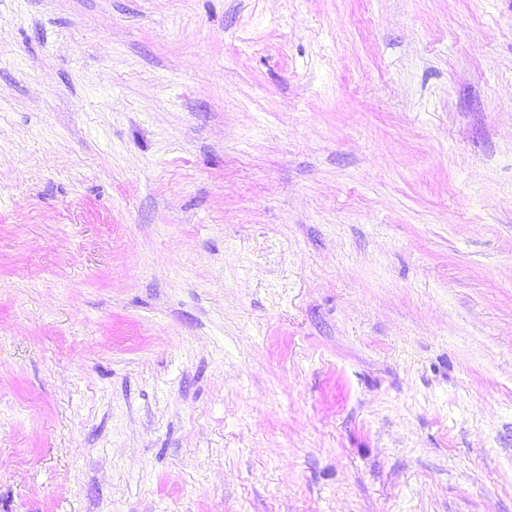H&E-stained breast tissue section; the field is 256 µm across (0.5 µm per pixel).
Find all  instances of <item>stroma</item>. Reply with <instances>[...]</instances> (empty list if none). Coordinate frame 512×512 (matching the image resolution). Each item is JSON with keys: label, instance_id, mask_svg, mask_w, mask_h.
I'll return each mask as SVG.
<instances>
[{"label": "stroma", "instance_id": "1", "mask_svg": "<svg viewBox=\"0 0 512 512\" xmlns=\"http://www.w3.org/2000/svg\"><path fill=\"white\" fill-rule=\"evenodd\" d=\"M0 512H512V0H0Z\"/></svg>", "mask_w": 512, "mask_h": 512}]
</instances>
